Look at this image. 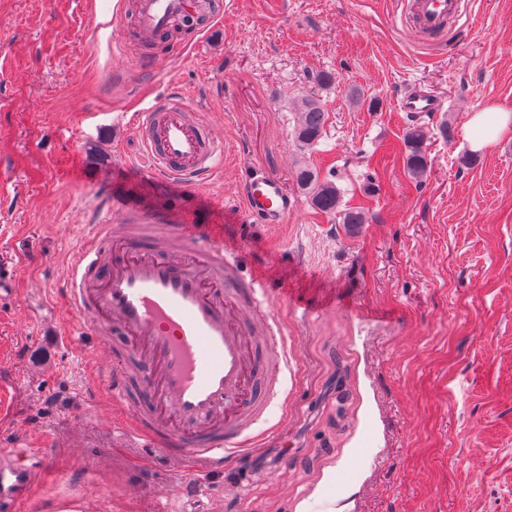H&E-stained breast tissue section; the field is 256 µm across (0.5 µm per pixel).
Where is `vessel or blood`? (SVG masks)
<instances>
[{
    "instance_id": "vessel-or-blood-1",
    "label": "vessel or blood",
    "mask_w": 512,
    "mask_h": 512,
    "mask_svg": "<svg viewBox=\"0 0 512 512\" xmlns=\"http://www.w3.org/2000/svg\"><path fill=\"white\" fill-rule=\"evenodd\" d=\"M210 0H139L138 25L152 39L175 22L214 15ZM462 0H405V20L426 39L443 36ZM400 111L425 115L440 102L407 93ZM135 133L165 184L209 192L224 144L179 93L137 113ZM245 209L261 222L286 223L296 210L270 172L245 184ZM88 225L61 291L77 320L110 354L109 399L119 428L144 447L219 468L242 456L284 387L288 335L270 308L263 278L242 277L223 238L194 224ZM122 337V346L112 344ZM35 478L16 448H0V512H19Z\"/></svg>"
}]
</instances>
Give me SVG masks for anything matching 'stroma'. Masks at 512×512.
Here are the masks:
<instances>
[{
    "instance_id": "stroma-1",
    "label": "stroma",
    "mask_w": 512,
    "mask_h": 512,
    "mask_svg": "<svg viewBox=\"0 0 512 512\" xmlns=\"http://www.w3.org/2000/svg\"><path fill=\"white\" fill-rule=\"evenodd\" d=\"M223 2L175 55L135 43L132 0H0V448L48 456L26 512H512V129L481 151L465 133L512 113V0H469L433 41L401 0ZM418 87L442 103L420 184L397 106ZM173 90L224 142L205 198L153 181L132 130ZM308 94L327 120L303 154ZM303 163L364 208L359 233L312 208ZM257 171L296 199L287 223L248 216ZM111 194L223 234L288 332L284 394L223 473L113 433L106 352L63 320L79 227Z\"/></svg>"
}]
</instances>
